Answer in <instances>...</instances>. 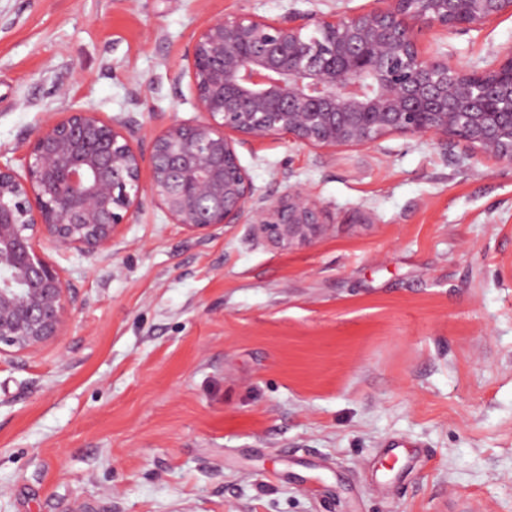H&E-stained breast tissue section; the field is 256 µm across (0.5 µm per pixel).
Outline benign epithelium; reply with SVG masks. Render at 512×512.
Returning <instances> with one entry per match:
<instances>
[{
  "label": "benign epithelium",
  "instance_id": "benign-epithelium-1",
  "mask_svg": "<svg viewBox=\"0 0 512 512\" xmlns=\"http://www.w3.org/2000/svg\"><path fill=\"white\" fill-rule=\"evenodd\" d=\"M512 0H374L310 23L227 13L192 37L200 117L172 119L133 144L132 124L73 110L32 133L22 171L0 161V356L35 358L62 336L73 299L40 249L106 252L145 202L202 233L250 224L283 248L311 245L333 215L302 188L255 196L236 146L285 135L317 149L367 147L390 134L512 163V46L468 69L419 46L420 30L473 28Z\"/></svg>",
  "mask_w": 512,
  "mask_h": 512
}]
</instances>
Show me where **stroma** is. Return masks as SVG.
<instances>
[{
    "instance_id": "stroma-1",
    "label": "stroma",
    "mask_w": 512,
    "mask_h": 512,
    "mask_svg": "<svg viewBox=\"0 0 512 512\" xmlns=\"http://www.w3.org/2000/svg\"><path fill=\"white\" fill-rule=\"evenodd\" d=\"M370 5L0 0V158L74 109L149 150L197 115L209 21ZM419 39L481 69L512 16ZM238 156L256 195L296 184L335 228L283 250L148 203L110 252L43 244L75 307L41 355L0 358V512H512V164L406 134Z\"/></svg>"
}]
</instances>
